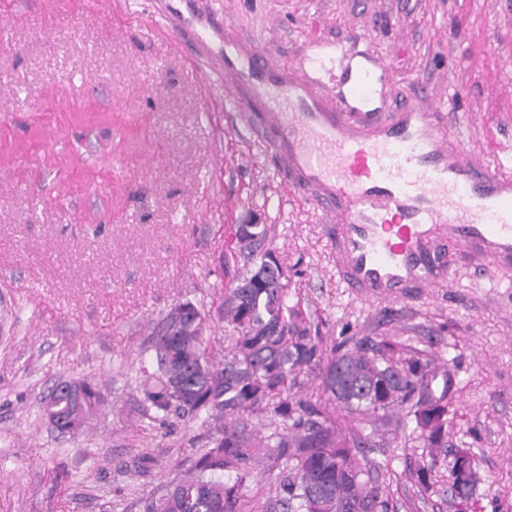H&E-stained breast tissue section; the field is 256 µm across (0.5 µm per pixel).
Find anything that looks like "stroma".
<instances>
[{"label": "stroma", "instance_id": "35a3bbf8", "mask_svg": "<svg viewBox=\"0 0 512 512\" xmlns=\"http://www.w3.org/2000/svg\"><path fill=\"white\" fill-rule=\"evenodd\" d=\"M165 10L191 34L165 29ZM228 22L294 63L333 54L331 37L367 36L391 76L383 115L405 97L452 107L457 144L490 166L512 145V0H71L59 12L0 0V512H145L200 455L207 427L156 414L138 369L170 309L219 305L222 256L252 213L288 276V305L323 346L379 336L450 367L435 451L412 426L347 417L316 374L303 377L343 433L370 437L389 512H456L458 448L484 476L482 512H512V268L457 247L446 281L397 300L341 284L321 213L225 107L212 71ZM61 381L101 392L76 435L42 415Z\"/></svg>", "mask_w": 512, "mask_h": 512}]
</instances>
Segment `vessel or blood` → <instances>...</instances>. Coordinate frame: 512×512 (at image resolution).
Wrapping results in <instances>:
<instances>
[{
    "instance_id": "1",
    "label": "vessel or blood",
    "mask_w": 512,
    "mask_h": 512,
    "mask_svg": "<svg viewBox=\"0 0 512 512\" xmlns=\"http://www.w3.org/2000/svg\"><path fill=\"white\" fill-rule=\"evenodd\" d=\"M335 60L339 80L324 82L328 58L279 63L224 28L227 87L252 106L241 118L282 178L327 217L345 286L389 301L439 284L449 255L429 240L434 226L474 255L512 259V158L479 163L455 144L441 109L403 103L381 118L384 76L368 50L340 44Z\"/></svg>"
}]
</instances>
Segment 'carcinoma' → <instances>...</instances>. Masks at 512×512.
<instances>
[{"label": "carcinoma", "mask_w": 512, "mask_h": 512, "mask_svg": "<svg viewBox=\"0 0 512 512\" xmlns=\"http://www.w3.org/2000/svg\"><path fill=\"white\" fill-rule=\"evenodd\" d=\"M266 237L264 224L236 225L230 256L247 255L253 268L225 286L215 314L186 302L160 320L162 329H152L154 370L143 368L145 401L165 416L174 411L222 425L146 512H241L246 478L269 462L280 466L269 504L275 512H388L387 501L363 479L367 440L343 436L325 408L303 394L300 376L320 371L324 391L352 417L373 416L386 426L399 412L436 448L448 430L449 371L427 352L408 353L385 339L344 336L324 348L286 304L284 269L260 251ZM214 320L233 332L219 361L206 347ZM99 403L92 384L61 382L41 409L65 432L82 429ZM258 414L281 423L261 435L251 422ZM226 471L235 473L234 481H224ZM479 481L452 485L461 512H477Z\"/></svg>", "instance_id": "obj_1"}]
</instances>
